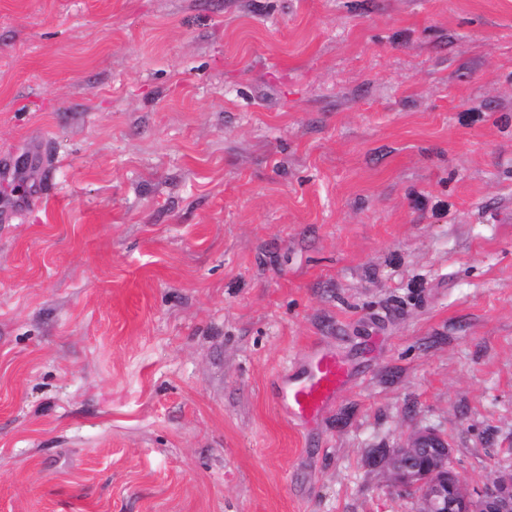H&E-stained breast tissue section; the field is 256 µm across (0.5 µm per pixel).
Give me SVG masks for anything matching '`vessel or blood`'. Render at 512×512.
Here are the masks:
<instances>
[{
  "label": "vessel or blood",
  "instance_id": "1",
  "mask_svg": "<svg viewBox=\"0 0 512 512\" xmlns=\"http://www.w3.org/2000/svg\"><path fill=\"white\" fill-rule=\"evenodd\" d=\"M351 371L333 352L316 348L276 379L275 399L289 420L307 423L322 415L346 385Z\"/></svg>",
  "mask_w": 512,
  "mask_h": 512
}]
</instances>
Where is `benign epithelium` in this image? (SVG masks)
<instances>
[{
  "label": "benign epithelium",
  "instance_id": "obj_1",
  "mask_svg": "<svg viewBox=\"0 0 512 512\" xmlns=\"http://www.w3.org/2000/svg\"><path fill=\"white\" fill-rule=\"evenodd\" d=\"M441 435L418 431L405 448H378L373 465L387 482L418 494V512H473V495L451 464L448 446H432ZM481 512H512V468H500L478 496Z\"/></svg>",
  "mask_w": 512,
  "mask_h": 512
}]
</instances>
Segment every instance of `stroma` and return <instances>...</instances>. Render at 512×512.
Returning a JSON list of instances; mask_svg holds the SVG:
<instances>
[{
  "instance_id": "stroma-1",
  "label": "stroma",
  "mask_w": 512,
  "mask_h": 512,
  "mask_svg": "<svg viewBox=\"0 0 512 512\" xmlns=\"http://www.w3.org/2000/svg\"><path fill=\"white\" fill-rule=\"evenodd\" d=\"M425 429L512 464V0H0V512H414ZM350 368L333 352L315 348L291 362L276 379L275 399L288 419L302 423L322 415L346 385Z\"/></svg>"
}]
</instances>
